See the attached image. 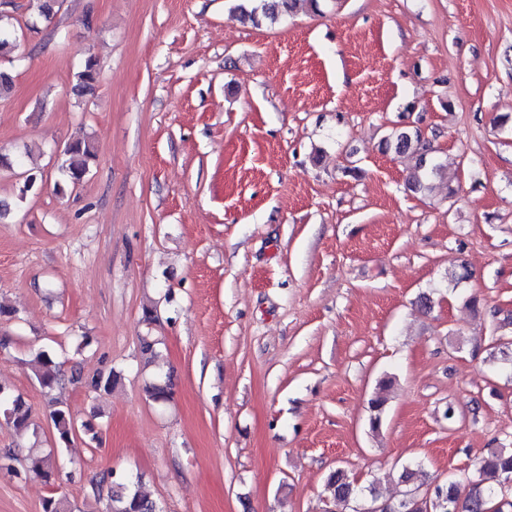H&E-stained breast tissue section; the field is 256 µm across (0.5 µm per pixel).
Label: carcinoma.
Segmentation results:
<instances>
[{
	"label": "carcinoma",
	"mask_w": 512,
	"mask_h": 512,
	"mask_svg": "<svg viewBox=\"0 0 512 512\" xmlns=\"http://www.w3.org/2000/svg\"><path fill=\"white\" fill-rule=\"evenodd\" d=\"M298 0H247L235 7L234 17L242 21H254L262 15L275 20L280 12H290ZM17 41L15 30L0 24V55L6 56ZM97 61L94 57L84 60L75 73L76 86L87 88L96 81ZM388 146L398 155H409L415 159L410 168L407 182L415 192L429 188L430 180L442 177L444 166L438 162L427 160L431 150L422 142L419 131L398 130L388 140ZM95 159V149L91 142L77 140L68 145L63 152L61 171L72 183L82 180L90 171L91 161ZM41 388L50 390L59 378L54 370L55 362L52 354L45 350L31 353L25 361ZM121 380L120 373L109 370L93 376L88 385L95 392H109ZM391 382L385 381L379 392L370 400L369 407L374 412L371 424L373 429L381 425L380 412L386 402L385 392ZM0 418L20 434H31L37 437V428L32 423L31 409L19 397H15L0 385ZM55 429L54 441L58 450L64 451L71 447L78 434L91 435L98 439L94 427L85 423L77 425L69 410L57 405L50 413ZM22 462L27 468L39 472L45 482L53 486L58 479V472L53 468L51 460L36 452H30ZM400 483L420 488L425 483V473L419 468L405 467L400 472ZM512 448H498L484 457L475 474L461 482L450 479L434 488L433 495L427 499L428 512H486L495 505H500V512H512ZM326 498L332 501L336 512H357L355 503V486L348 475L341 469L328 473L324 481ZM106 497V512H161L156 501L140 490L139 479H133L125 473L109 470L103 474L98 484L97 497ZM43 512H71L66 497L51 494L42 503Z\"/></svg>",
	"instance_id": "obj_1"
}]
</instances>
